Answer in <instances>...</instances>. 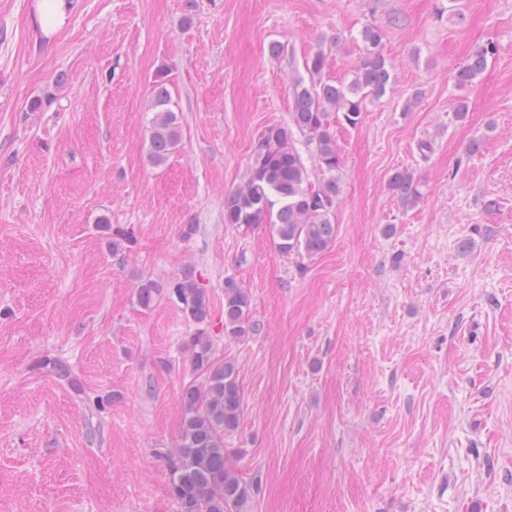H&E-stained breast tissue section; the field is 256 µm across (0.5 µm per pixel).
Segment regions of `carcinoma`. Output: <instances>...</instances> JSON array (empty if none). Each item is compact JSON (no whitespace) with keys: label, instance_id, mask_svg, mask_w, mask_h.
Wrapping results in <instances>:
<instances>
[{"label":"carcinoma","instance_id":"1","mask_svg":"<svg viewBox=\"0 0 512 512\" xmlns=\"http://www.w3.org/2000/svg\"><path fill=\"white\" fill-rule=\"evenodd\" d=\"M364 53L348 82L322 79L326 53L317 50L305 60L311 81L292 86L293 110L289 122L268 128L254 148L244 184L224 194V223L246 229L271 228L282 253L311 260L336 241L335 210L341 195V155L331 114L357 126L367 104L382 97L393 82L391 65L383 53L382 31L368 25L360 32ZM493 42L470 50L456 69L460 88L473 85L495 57ZM170 92L163 76L153 82L155 115L150 133L149 158L164 163L181 142V126L169 108ZM313 147L315 168L306 164L298 138ZM389 187L405 205L422 197V185L404 170L395 171ZM161 288L144 279L137 288L140 306L149 308ZM170 293L182 305L196 331L187 343L195 378L182 391L183 421L171 459L169 492L178 512H244L253 485L246 482L224 447V439L236 433L244 421V396L238 366L218 361L208 336L210 297L186 268L171 284ZM257 331L250 320V298L233 278L224 279V335L240 341Z\"/></svg>","mask_w":512,"mask_h":512}]
</instances>
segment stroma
Returning <instances> with one entry per match:
<instances>
[{"label":"stroma","instance_id":"obj_1","mask_svg":"<svg viewBox=\"0 0 512 512\" xmlns=\"http://www.w3.org/2000/svg\"><path fill=\"white\" fill-rule=\"evenodd\" d=\"M368 24L395 82L357 126L333 122L336 242L301 272L267 227L225 224L224 194L287 123L306 58L349 81ZM160 73L182 141L156 166ZM397 170L421 181L415 206ZM188 267L215 359L239 368L225 445L259 483L247 512H512V0H75L49 39L36 0H0V512H177L159 451L195 327L135 288ZM228 277L258 326L240 341ZM497 46L494 42L476 45L470 50L466 59L456 69L454 81L459 88L472 86L488 68L495 57ZM389 187L405 205H415L423 195L421 183L410 172L404 170H397L391 175ZM250 298L233 278L224 280V335L229 340L240 341L257 331L250 320Z\"/></svg>","mask_w":512,"mask_h":512}]
</instances>
